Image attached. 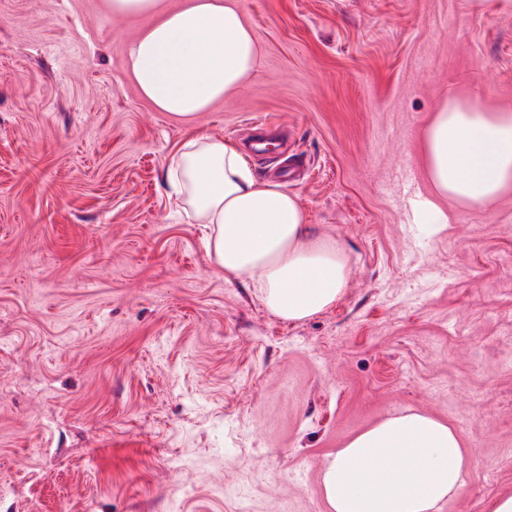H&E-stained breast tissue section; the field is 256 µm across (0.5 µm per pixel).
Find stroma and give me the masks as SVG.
<instances>
[{"mask_svg":"<svg viewBox=\"0 0 512 512\" xmlns=\"http://www.w3.org/2000/svg\"><path fill=\"white\" fill-rule=\"evenodd\" d=\"M251 78L190 119L124 68L151 18L0 0V512H328L326 456L384 418L457 430L461 493L512 495V196L445 201L421 134L445 97L512 109V13L466 0H238ZM276 149L349 259L334 305L282 320L174 210L172 154L207 134Z\"/></svg>","mask_w":512,"mask_h":512,"instance_id":"35a3bbf8","label":"stroma"}]
</instances>
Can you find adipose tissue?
Returning a JSON list of instances; mask_svg holds the SVG:
<instances>
[{
  "label": "adipose tissue",
  "mask_w": 512,
  "mask_h": 512,
  "mask_svg": "<svg viewBox=\"0 0 512 512\" xmlns=\"http://www.w3.org/2000/svg\"><path fill=\"white\" fill-rule=\"evenodd\" d=\"M118 16H155L132 40L125 65L157 110L189 117L231 95L254 73L258 46L237 0H104ZM434 191L425 224L448 221L440 203L488 207L512 192V110L446 99L422 134ZM166 181L205 224L206 249L226 278L251 281L269 312L301 321L335 304L347 259L334 241L313 235L296 195L255 175L240 148L199 135L183 142ZM462 440L423 414L385 419L329 455L322 492L331 512H437L465 484Z\"/></svg>",
  "instance_id": "obj_1"
}]
</instances>
